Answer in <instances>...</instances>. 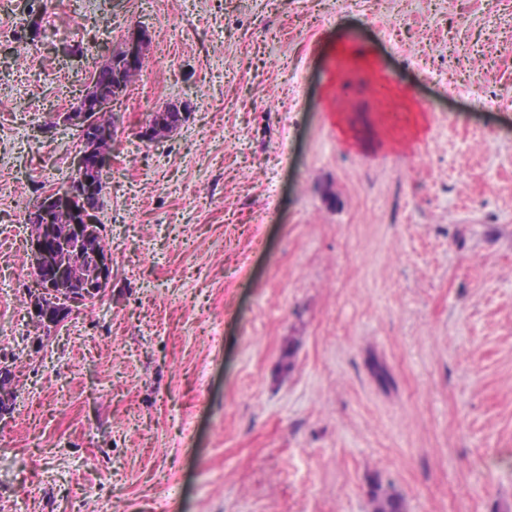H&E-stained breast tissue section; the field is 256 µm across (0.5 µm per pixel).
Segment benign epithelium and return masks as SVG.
Returning a JSON list of instances; mask_svg holds the SVG:
<instances>
[{
	"label": "benign epithelium",
	"instance_id": "1",
	"mask_svg": "<svg viewBox=\"0 0 512 512\" xmlns=\"http://www.w3.org/2000/svg\"><path fill=\"white\" fill-rule=\"evenodd\" d=\"M149 36L144 30L131 31L112 48L104 50L105 62L96 67L89 77L76 106L62 113L60 119L80 128V143L75 151V168L64 186L43 197V203L32 208L25 216L31 228L29 265L33 276L41 281L42 274L52 268L69 274L64 288L47 281L45 293L66 303V310L40 300L44 313L58 323L73 311L104 297L112 278V258L109 257L105 225L98 216L99 185L112 167V154L99 147L100 116L112 115L117 124L118 114L112 112L114 100L124 91L126 76L142 68ZM189 118L185 101H171L152 114L142 131L147 140L159 141L154 134L156 123L167 124L164 137L169 138ZM65 211L74 221L68 234L47 245L46 235L52 231L55 214Z\"/></svg>",
	"mask_w": 512,
	"mask_h": 512
}]
</instances>
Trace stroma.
I'll return each mask as SVG.
<instances>
[{
  "instance_id": "1",
  "label": "stroma",
  "mask_w": 512,
  "mask_h": 512,
  "mask_svg": "<svg viewBox=\"0 0 512 512\" xmlns=\"http://www.w3.org/2000/svg\"><path fill=\"white\" fill-rule=\"evenodd\" d=\"M137 28L112 282L46 328L24 217L72 174L60 114ZM346 29L378 66L325 64ZM177 99L191 120L142 139ZM0 356V512H71L81 479L83 512H368L376 477L407 512H512V0H0ZM376 94L380 104V112H386L387 116L393 113L407 112L405 101L408 94L393 82L386 81L380 84L376 89Z\"/></svg>"
}]
</instances>
